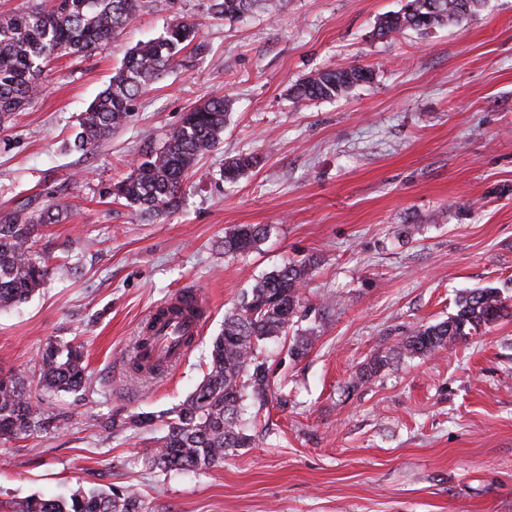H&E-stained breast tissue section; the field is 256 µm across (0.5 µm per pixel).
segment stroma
<instances>
[{"label": "stroma", "mask_w": 512, "mask_h": 512, "mask_svg": "<svg viewBox=\"0 0 512 512\" xmlns=\"http://www.w3.org/2000/svg\"><path fill=\"white\" fill-rule=\"evenodd\" d=\"M213 0H143L136 18L89 55L51 58L41 91L0 128V214L56 202L35 230L49 264L71 273L0 312V372L29 385L43 425L0 439V512L31 496L130 488L149 512H512V317L430 356L356 373L420 326L456 311L462 294L499 289L512 303V0H486L462 26L381 38V17L406 0H282L278 12L228 21ZM196 23L185 49L133 104L129 124L94 150H74L82 112L127 52L173 17ZM369 66L371 82L332 100L288 90L326 68ZM232 101L224 136L184 185L178 210L146 219L106 190L142 149L159 146L213 94ZM259 164L225 183L224 160ZM241 224L267 233L225 253ZM421 227L406 236L407 225ZM313 265L315 341L300 359L265 353L288 392L253 447L201 471L145 468L162 423L109 433L107 418L163 414L206 371L224 315L265 274ZM198 290L210 305L183 362L156 382L127 360L157 303ZM329 306H322V299ZM83 344L84 387L47 393V343Z\"/></svg>", "instance_id": "1"}]
</instances>
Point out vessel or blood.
Listing matches in <instances>:
<instances>
[{"label":"vessel or blood","mask_w":512,"mask_h":512,"mask_svg":"<svg viewBox=\"0 0 512 512\" xmlns=\"http://www.w3.org/2000/svg\"><path fill=\"white\" fill-rule=\"evenodd\" d=\"M208 314L207 301L194 290L182 291L172 301L152 310L151 339L135 347L133 352L142 375L156 378L179 365L190 349L191 340L200 335Z\"/></svg>","instance_id":"obj_1"}]
</instances>
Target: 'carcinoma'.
Masks as SVG:
<instances>
[{
	"instance_id": "1",
	"label": "carcinoma",
	"mask_w": 512,
	"mask_h": 512,
	"mask_svg": "<svg viewBox=\"0 0 512 512\" xmlns=\"http://www.w3.org/2000/svg\"><path fill=\"white\" fill-rule=\"evenodd\" d=\"M484 0H407L399 12L383 16L377 34L384 38L405 30L427 31L441 25H461ZM280 0H219L214 4L224 18L236 20L261 7L274 12ZM140 0H51L26 11L0 16V127L37 94V80L46 63L59 53L80 56L108 43L136 16ZM196 24L176 17L163 36L131 49L109 84L80 117L75 145L96 148L112 132L127 125L134 100L176 55L195 39ZM370 70L352 65L320 71L290 89L298 101L339 97L370 81ZM230 101L212 95L185 113L156 148L141 154L132 170L113 185L109 195L142 216L153 217L178 209L183 183L202 155L221 143ZM258 164V157L241 153L224 162V182L234 184ZM59 205L49 203L36 212L15 211L0 216V310L13 307L42 288L48 277L64 270L51 267L35 249L38 224L60 221ZM266 227L237 225L224 234V253L244 254L260 242ZM312 265L288 261L267 273L224 318V329L212 337L206 373L196 388L169 412L159 446L146 448L141 458L151 469L210 468L238 449L253 444L250 427L261 421L272 394L282 390L262 347L272 340H289L288 352L305 356L312 337H288L302 312L300 288ZM448 319L420 326L393 348L370 358L357 373L365 383L399 357L428 356L500 319L511 316L509 306L494 288L471 291L456 301ZM87 365L82 345H48L40 359L39 383L45 391L77 392L85 383ZM155 415L135 413L105 430H140L153 426ZM40 427L39 412L24 382L0 375V439L28 435ZM14 512H148L141 499L122 486L107 490L76 491L68 497H32Z\"/></svg>"
}]
</instances>
